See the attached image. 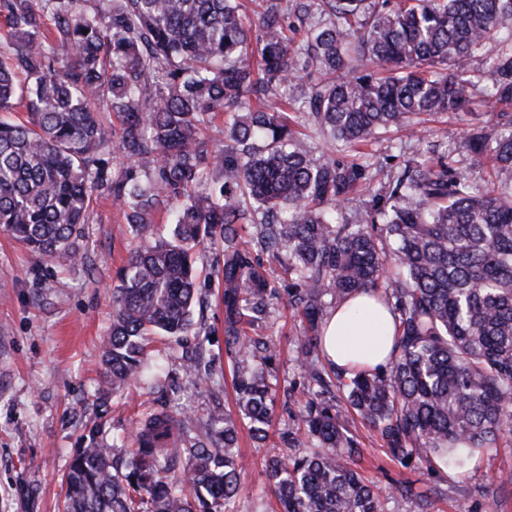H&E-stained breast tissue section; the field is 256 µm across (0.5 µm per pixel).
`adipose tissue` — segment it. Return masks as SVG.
I'll return each mask as SVG.
<instances>
[{
	"label": "adipose tissue",
	"mask_w": 512,
	"mask_h": 512,
	"mask_svg": "<svg viewBox=\"0 0 512 512\" xmlns=\"http://www.w3.org/2000/svg\"><path fill=\"white\" fill-rule=\"evenodd\" d=\"M393 330L390 315L361 296L332 314L325 329L324 347L330 362L338 367L383 365L391 354Z\"/></svg>",
	"instance_id": "ef3b65f1"
}]
</instances>
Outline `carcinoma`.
Here are the masks:
<instances>
[{
    "label": "carcinoma",
    "instance_id": "cac0c4a2",
    "mask_svg": "<svg viewBox=\"0 0 512 512\" xmlns=\"http://www.w3.org/2000/svg\"><path fill=\"white\" fill-rule=\"evenodd\" d=\"M85 2L0 0V227L35 254L73 262L96 199L107 192L121 207L135 246L112 291V393L160 368L149 363L150 336L191 326V251L218 231L224 350L238 415L260 442L277 346L247 329L283 299L307 322L296 361L311 397L294 410L302 427L282 439L317 452L267 460L282 512H383L354 468L337 389L401 463L460 466L511 438L512 193L500 184L512 182V112L489 113L464 139L491 166L483 192L432 149L372 196L365 223H336V206L371 192L365 142L417 136L414 118L457 114L474 95L512 104V41L497 37L512 24V0H268L255 17L238 0ZM291 15L308 27L299 44ZM284 87L342 156L314 157L288 113L270 111ZM100 104L119 126L96 115ZM19 107L25 119L9 117ZM216 114L224 147L211 152L199 134ZM214 170L213 191L199 194ZM158 212L174 224L168 239L154 234ZM281 252L285 288L260 264ZM359 294L392 315L390 361L325 376L327 307ZM210 422L220 445L188 438L193 416L147 405L123 471L112 451L125 441L90 436L65 476L63 512H235L245 470L237 425L219 408Z\"/></svg>",
    "mask_w": 512,
    "mask_h": 512
}]
</instances>
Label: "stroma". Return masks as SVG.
<instances>
[{
  "label": "stroma",
  "instance_id": "obj_1",
  "mask_svg": "<svg viewBox=\"0 0 512 512\" xmlns=\"http://www.w3.org/2000/svg\"><path fill=\"white\" fill-rule=\"evenodd\" d=\"M472 114L425 121V136L455 156L474 190L489 178L486 166L458 153ZM372 189L403 171L417 151L416 138L389 134L368 147ZM85 256L61 266L31 253L0 230V512H59L64 476L92 427L99 441L127 435L141 405L160 400L175 414L199 420L197 436L215 443L207 414L213 405L235 410L232 366L224 353V307L216 274L224 266L220 238L196 248L201 295L192 326L179 340L154 336L152 346L174 358L150 388L112 394L103 381L102 341L112 321L115 273L133 247L129 224L111 196L99 197L82 242ZM301 319L287 305L273 316L279 343L278 404L274 438L255 442L247 422L238 424V451L248 461L236 512H277L278 501L265 461L285 453L280 434L295 428L289 408L306 400L308 385L296 361ZM201 361L197 380L183 370L184 358ZM349 428L358 443L359 471L379 492L384 512H512V446L476 451L462 466L391 460L379 434L356 414ZM410 494L398 491L399 485Z\"/></svg>",
  "mask_w": 512,
  "mask_h": 512
}]
</instances>
